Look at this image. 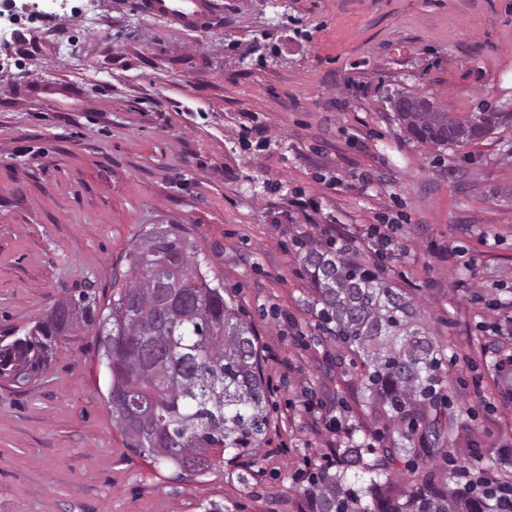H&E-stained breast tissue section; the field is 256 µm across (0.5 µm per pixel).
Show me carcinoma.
<instances>
[{
    "instance_id": "1",
    "label": "carcinoma",
    "mask_w": 512,
    "mask_h": 512,
    "mask_svg": "<svg viewBox=\"0 0 512 512\" xmlns=\"http://www.w3.org/2000/svg\"><path fill=\"white\" fill-rule=\"evenodd\" d=\"M397 117L423 144L462 147L512 118L482 108L467 119L441 112L424 97L402 96ZM128 278L108 313L87 293L52 306L23 336L0 343V377L28 382L47 366L58 341L98 322L97 342L109 373L112 421L126 445L163 467L205 474L257 450L270 427L260 352L250 324L224 304L223 288L201 272L182 230L149 233L130 249ZM320 316L330 333L366 357L369 411L392 425L384 462L352 441L307 490L313 512H492L497 488L452 486L450 477L417 474L399 491L389 465L428 467L445 452L457 425L448 413L444 350L416 319L415 305L362 265L328 247L302 255ZM505 361L512 364V354ZM503 361V362H505ZM496 363L501 392L512 397V369ZM222 450L212 458L209 452ZM368 475L355 490L349 472Z\"/></svg>"
}]
</instances>
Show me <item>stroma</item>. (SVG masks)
Returning <instances> with one entry per match:
<instances>
[{"label": "stroma", "mask_w": 512, "mask_h": 512, "mask_svg": "<svg viewBox=\"0 0 512 512\" xmlns=\"http://www.w3.org/2000/svg\"><path fill=\"white\" fill-rule=\"evenodd\" d=\"M18 0L0 20V336L80 292L100 306L131 245L175 224L252 324L271 427L256 455L176 477L125 445L94 328L0 381V512H310L313 473L359 429L362 360L329 335L301 263L342 243L418 304L446 358L458 441L437 475L512 473L494 383L512 316V122L413 140L389 103L512 110V0H213L197 31L138 0ZM388 236L400 248L377 253Z\"/></svg>", "instance_id": "obj_1"}]
</instances>
